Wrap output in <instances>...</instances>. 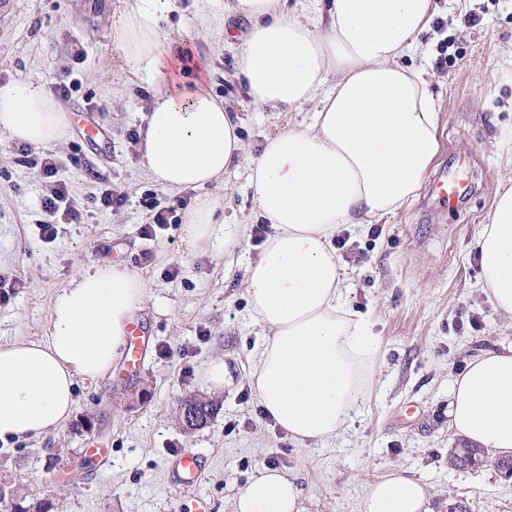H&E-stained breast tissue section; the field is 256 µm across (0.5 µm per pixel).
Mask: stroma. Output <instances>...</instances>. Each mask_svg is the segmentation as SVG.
Wrapping results in <instances>:
<instances>
[{"label":"stroma","instance_id":"35a3bbf8","mask_svg":"<svg viewBox=\"0 0 512 512\" xmlns=\"http://www.w3.org/2000/svg\"><path fill=\"white\" fill-rule=\"evenodd\" d=\"M164 22L177 34L174 53L191 50L208 66L211 92L242 121L241 136L259 154L266 135L299 113L250 104L236 77L237 42L200 30L201 0H177ZM439 14L422 38L415 65L429 74L438 103L440 151L429 175L458 174L472 190L458 209L440 206L421 188L406 207L369 229L349 226L339 255L346 302L369 313L382 358L360 423L325 444L301 445L266 419L249 394V371L263 329L250 317L245 277L260 244L248 238L233 252L223 241L186 250L181 225L143 238L145 196L173 195L151 181L130 131H144L154 86L130 78L112 52V22L121 0H0V85L40 81L47 92L66 85L67 139L50 145L85 211L55 242L38 236L46 216L37 169L17 143L0 149V274L23 282L0 303V342L37 340L47 330L56 292L92 263L121 264L149 288L136 314L149 342L136 374L116 366L76 384L77 410L60 432L0 445V475L15 480L28 503L48 512H230L236 490L264 465L295 477L302 512H361L367 487L398 468L429 487L430 512H512V477L493 466L455 468L461 444L448 427V388L467 356L512 340V322L489 302L479 281L475 240L500 189L512 183V0H438ZM477 22H469V15ZM246 164L226 178L224 221L260 224ZM124 197L118 208L90 202L98 185ZM177 277H169L171 267ZM223 357L234 384L216 395L208 424L184 430L182 399L200 395L197 371ZM145 389L127 406L114 396ZM108 462L84 468L90 443ZM182 448L206 458L201 481L175 487L168 461Z\"/></svg>","mask_w":512,"mask_h":512}]
</instances>
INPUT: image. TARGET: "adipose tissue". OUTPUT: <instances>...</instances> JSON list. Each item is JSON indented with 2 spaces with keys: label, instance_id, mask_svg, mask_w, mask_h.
<instances>
[{
  "label": "adipose tissue",
  "instance_id": "1",
  "mask_svg": "<svg viewBox=\"0 0 512 512\" xmlns=\"http://www.w3.org/2000/svg\"><path fill=\"white\" fill-rule=\"evenodd\" d=\"M175 0H127L112 48L133 76L157 87L142 145L148 177L171 192L198 190L187 211L188 247L238 246L224 205L207 194L247 162L257 216L270 231L249 264L251 318L262 326L250 383L266 416L294 441L325 443L362 416L375 381L379 341L369 314L349 309L333 241L414 199L440 150L437 106L423 68L405 65L437 11L435 0H225V17L248 22L237 77L250 102L309 120L268 137L251 156L241 122L204 79L169 76L161 26ZM69 120L39 81L0 86V138L49 145ZM480 282L512 320V187L500 192L475 243ZM147 282L115 264L81 270L55 295L41 340L0 343V440H36L76 411L74 386L118 364ZM448 426L469 444L512 454V341L467 360L448 391ZM426 484L395 470L367 488L362 512H428ZM295 478L258 467L232 512H301Z\"/></svg>",
  "mask_w": 512,
  "mask_h": 512
}]
</instances>
